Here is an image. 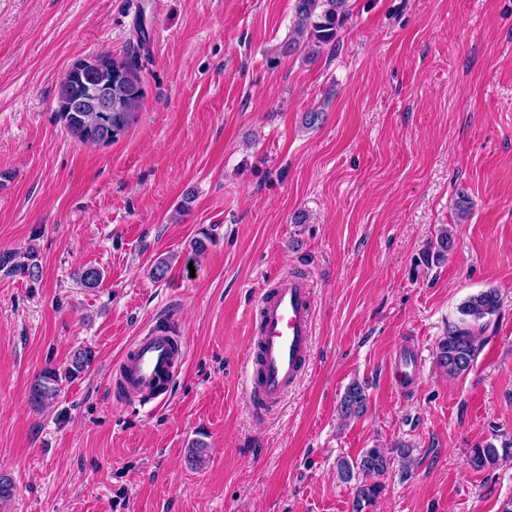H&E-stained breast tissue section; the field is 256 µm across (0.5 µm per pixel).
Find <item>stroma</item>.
<instances>
[{
	"instance_id": "stroma-1",
	"label": "stroma",
	"mask_w": 512,
	"mask_h": 512,
	"mask_svg": "<svg viewBox=\"0 0 512 512\" xmlns=\"http://www.w3.org/2000/svg\"><path fill=\"white\" fill-rule=\"evenodd\" d=\"M294 23L295 0H0V253L41 265L35 282L0 272V512H352L337 459L396 441L414 465L365 512H512V0H350L316 54L287 49ZM105 52L135 58L141 110L84 145L58 86ZM444 227L448 256L427 262ZM87 266L97 288L74 278ZM290 274L313 291L310 363L259 417L254 306ZM489 288L484 346L448 377L438 342ZM157 326L186 364L154 403L123 402L117 363ZM80 348L92 365L32 405L34 378ZM354 381L367 411L344 424ZM486 441L499 459L472 470Z\"/></svg>"
}]
</instances>
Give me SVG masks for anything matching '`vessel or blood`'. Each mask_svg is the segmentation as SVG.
Returning <instances> with one entry per match:
<instances>
[{
	"label": "vessel or blood",
	"instance_id": "1",
	"mask_svg": "<svg viewBox=\"0 0 512 512\" xmlns=\"http://www.w3.org/2000/svg\"><path fill=\"white\" fill-rule=\"evenodd\" d=\"M312 293L306 281L280 278L258 297L257 352L247 358L246 390L256 415L278 406L302 376L311 351ZM187 359L183 337L156 328L136 337L120 362L123 398L150 404Z\"/></svg>",
	"mask_w": 512,
	"mask_h": 512
}]
</instances>
